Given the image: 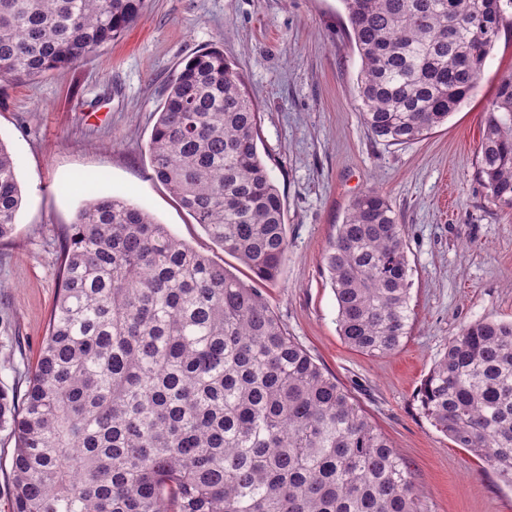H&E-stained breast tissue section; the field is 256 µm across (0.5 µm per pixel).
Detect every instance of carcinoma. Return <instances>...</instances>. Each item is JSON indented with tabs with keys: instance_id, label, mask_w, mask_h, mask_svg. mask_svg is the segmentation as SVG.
<instances>
[{
	"instance_id": "1",
	"label": "carcinoma",
	"mask_w": 512,
	"mask_h": 512,
	"mask_svg": "<svg viewBox=\"0 0 512 512\" xmlns=\"http://www.w3.org/2000/svg\"><path fill=\"white\" fill-rule=\"evenodd\" d=\"M361 60L360 118L389 145L422 139L478 87L512 0H342ZM144 0H0V79H35L112 43ZM258 111L216 47L167 87L154 176L256 278L288 260L284 201L257 148ZM512 207V78L484 113L476 160ZM22 202L0 141V239ZM323 266L350 348L408 335L405 225L382 191L354 200ZM431 424L512 480V322L448 340L418 392ZM14 438L13 512H425L392 442L292 337L262 292L122 198L78 211Z\"/></svg>"
}]
</instances>
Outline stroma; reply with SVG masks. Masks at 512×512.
<instances>
[{
  "label": "stroma",
  "mask_w": 512,
  "mask_h": 512,
  "mask_svg": "<svg viewBox=\"0 0 512 512\" xmlns=\"http://www.w3.org/2000/svg\"><path fill=\"white\" fill-rule=\"evenodd\" d=\"M350 32L341 0H146L108 47L34 80H0V140L22 193L15 231L0 240V386L27 388L61 243L94 197L138 205L248 278L154 178L147 152L170 80L194 52L216 46L258 108V152L285 200L288 259L260 286L273 311L390 439L428 512H512V482L436 430L418 397L461 326L512 320V208L487 196L475 165L484 113L512 75V35L502 34L478 89L446 123L386 146L360 120ZM370 188L405 224L412 269L410 333L387 356L345 345L322 273L337 224Z\"/></svg>",
  "instance_id": "1"
}]
</instances>
